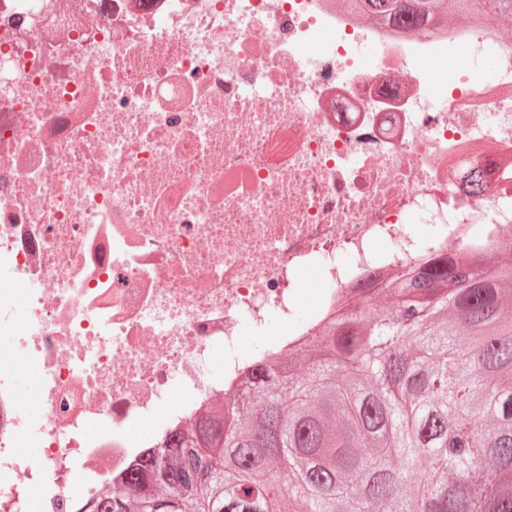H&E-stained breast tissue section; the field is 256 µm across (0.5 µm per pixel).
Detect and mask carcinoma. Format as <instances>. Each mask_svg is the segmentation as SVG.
<instances>
[{
	"instance_id": "carcinoma-1",
	"label": "carcinoma",
	"mask_w": 512,
	"mask_h": 512,
	"mask_svg": "<svg viewBox=\"0 0 512 512\" xmlns=\"http://www.w3.org/2000/svg\"><path fill=\"white\" fill-rule=\"evenodd\" d=\"M405 32L471 17V0H344ZM439 255L390 305L332 317L287 359L142 458L85 512H512V244ZM468 337L461 349L457 337ZM401 466H393L394 460ZM424 479L402 498L407 470Z\"/></svg>"
}]
</instances>
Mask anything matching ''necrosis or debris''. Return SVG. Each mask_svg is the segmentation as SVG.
<instances>
[{"instance_id":"1","label":"necrosis or debris","mask_w":512,"mask_h":512,"mask_svg":"<svg viewBox=\"0 0 512 512\" xmlns=\"http://www.w3.org/2000/svg\"><path fill=\"white\" fill-rule=\"evenodd\" d=\"M510 237L497 30L414 38L338 0H0V512H82L262 357Z\"/></svg>"}]
</instances>
